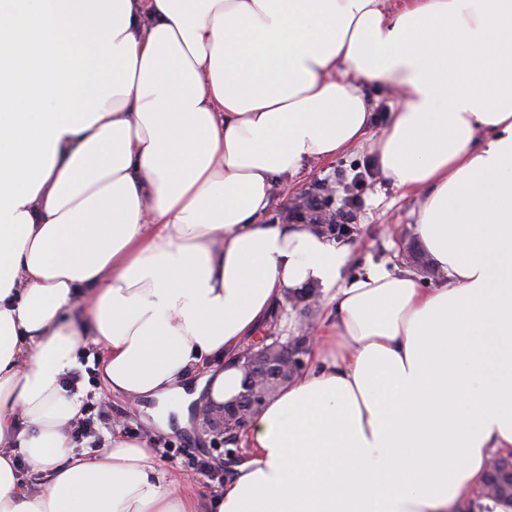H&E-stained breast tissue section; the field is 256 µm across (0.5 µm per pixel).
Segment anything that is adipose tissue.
Instances as JSON below:
<instances>
[{
  "label": "adipose tissue",
  "instance_id": "obj_1",
  "mask_svg": "<svg viewBox=\"0 0 512 512\" xmlns=\"http://www.w3.org/2000/svg\"><path fill=\"white\" fill-rule=\"evenodd\" d=\"M364 148L440 285L347 278V248L264 222L278 182ZM315 285L312 364L217 499L146 436L75 453L80 349L112 395L221 405ZM508 448L512 0H0V512H458ZM288 301H290L288 295H285V298L283 295L281 303L279 304L275 314L273 315L271 324L269 325V327L267 326V323L263 324L258 330L257 336L261 337L266 334L269 335L271 332H274V336H281L284 330L280 329V322L284 318H294L296 320H300L301 322H304V320L307 319L303 311V304L294 308L290 305H287Z\"/></svg>",
  "mask_w": 512,
  "mask_h": 512
}]
</instances>
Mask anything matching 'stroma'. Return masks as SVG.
Here are the masks:
<instances>
[{"label": "stroma", "mask_w": 512, "mask_h": 512, "mask_svg": "<svg viewBox=\"0 0 512 512\" xmlns=\"http://www.w3.org/2000/svg\"><path fill=\"white\" fill-rule=\"evenodd\" d=\"M366 153L356 151L328 161L309 164L287 184L274 188L266 221L278 222L295 196L316 191L321 186L341 190L354 166L363 164ZM361 203L352 214L353 233L346 244L350 250L347 276L364 273L378 264L402 267L412 264L431 265V257L423 251L415 232L414 197L402 195L384 178L378 177L360 193ZM85 399L104 403L114 421L120 422L126 432L154 435L156 460L180 483L204 499L214 497V488L220 478L226 477L234 457L223 448L214 446L210 435L200 426L181 427L176 414H169L166 424H159L152 416L157 401H142L137 405L112 398L100 379L86 383Z\"/></svg>", "instance_id": "stroma-1"}]
</instances>
